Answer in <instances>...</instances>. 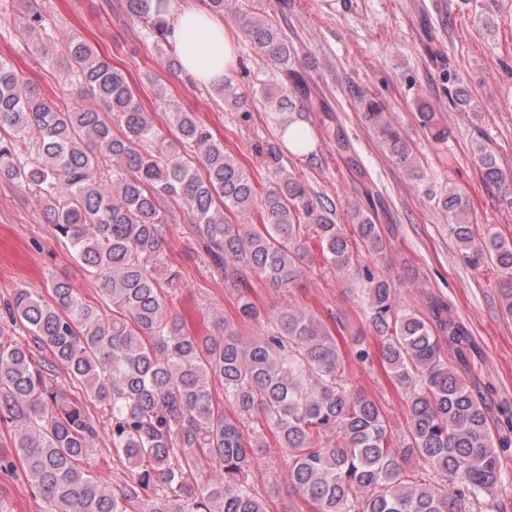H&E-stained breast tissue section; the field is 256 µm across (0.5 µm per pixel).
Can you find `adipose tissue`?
Returning <instances> with one entry per match:
<instances>
[{"label": "adipose tissue", "instance_id": "1", "mask_svg": "<svg viewBox=\"0 0 512 512\" xmlns=\"http://www.w3.org/2000/svg\"><path fill=\"white\" fill-rule=\"evenodd\" d=\"M167 47L179 62L178 76L198 86H220L236 67L238 43L205 0H171L158 15Z\"/></svg>", "mask_w": 512, "mask_h": 512}]
</instances>
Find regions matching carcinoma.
Listing matches in <instances>:
<instances>
[{
	"label": "carcinoma",
	"mask_w": 512,
	"mask_h": 512,
	"mask_svg": "<svg viewBox=\"0 0 512 512\" xmlns=\"http://www.w3.org/2000/svg\"><path fill=\"white\" fill-rule=\"evenodd\" d=\"M167 8L168 0H121L118 15L145 23L173 70L163 28L149 23L150 13ZM22 25L44 32L40 54L63 53L65 81L80 92L62 109L0 58V180L44 203L56 237L103 288L97 306L66 279L52 281L49 301L19 288L4 303L39 356L0 342V419L16 428L0 469L13 465L12 454L21 459L47 512H268L254 480L262 427L284 451L288 483L311 512H465L498 491L499 450L512 436L440 351V340L458 345L467 331L436 297L426 316L403 305L393 280L365 261L391 246L389 226L379 223L380 191H367L365 208L347 207V232L332 218V200L312 206L272 142L262 152L279 178L261 195L196 113L173 108L164 132L111 58L80 37L56 46L39 0H25ZM243 34L288 78L262 90L265 107L281 115L283 129L303 119L311 85L296 67L292 38L258 16L245 18ZM216 91L225 104L243 106L233 78ZM360 102L392 161L425 180L388 107ZM336 147L371 178L348 140L337 136ZM473 151L488 182L512 183L489 144L477 141ZM437 205L464 257L496 266L501 310L512 318V243L476 236L460 189L448 186ZM178 222L191 225L222 273L233 268L244 319L260 318L246 271L284 291L305 272L312 244L336 272L354 270L378 357L409 391L404 429L392 434L378 404L350 387L336 339L301 307L281 310L272 331L248 342L222 317L213 320L215 333L192 334L172 314L180 274L161 256L165 228ZM61 372L69 385L59 384ZM102 433L129 472L118 493L84 465ZM211 466L222 480L198 482Z\"/></svg>",
	"instance_id": "cac0c4a2"
}]
</instances>
